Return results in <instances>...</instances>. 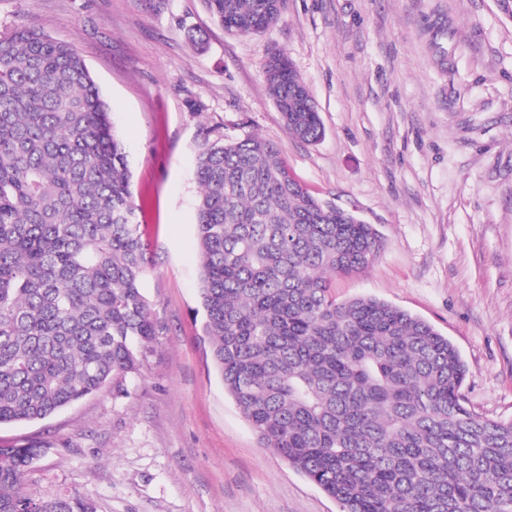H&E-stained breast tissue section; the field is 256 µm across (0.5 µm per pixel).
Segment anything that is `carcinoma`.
<instances>
[{"mask_svg": "<svg viewBox=\"0 0 512 512\" xmlns=\"http://www.w3.org/2000/svg\"><path fill=\"white\" fill-rule=\"evenodd\" d=\"M284 0H207L248 36ZM265 81L293 137H324L284 52ZM197 162L215 368L261 444L340 512H512V419L466 405V366L428 322L373 297L336 300L376 228L309 194L278 147L210 129ZM127 155L110 106L67 43L0 36V425L42 420L136 373L156 327ZM35 446L0 450V512H97L76 492L25 486Z\"/></svg>", "mask_w": 512, "mask_h": 512, "instance_id": "carcinoma-1", "label": "carcinoma"}]
</instances>
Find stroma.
<instances>
[{"mask_svg":"<svg viewBox=\"0 0 512 512\" xmlns=\"http://www.w3.org/2000/svg\"><path fill=\"white\" fill-rule=\"evenodd\" d=\"M33 25L71 45L112 107L149 266L156 335L127 379L43 420L28 486L97 512H340L262 447L224 391L203 331L196 161L204 132L273 142L315 197L378 230L383 248L334 283L433 325L466 365L468 406L512 419V20L496 0H285L252 36L204 0H0V36ZM287 52L325 128L289 135L265 65Z\"/></svg>","mask_w":512,"mask_h":512,"instance_id":"stroma-1","label":"stroma"}]
</instances>
